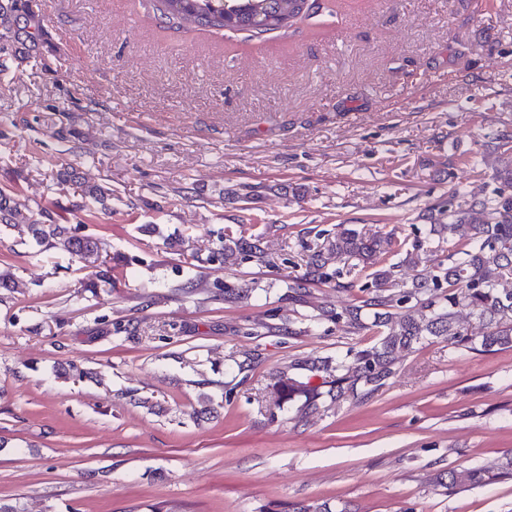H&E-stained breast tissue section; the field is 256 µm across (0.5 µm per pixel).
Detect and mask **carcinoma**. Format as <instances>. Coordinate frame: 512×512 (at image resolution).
Listing matches in <instances>:
<instances>
[{
  "label": "carcinoma",
  "instance_id": "carcinoma-1",
  "mask_svg": "<svg viewBox=\"0 0 512 512\" xmlns=\"http://www.w3.org/2000/svg\"><path fill=\"white\" fill-rule=\"evenodd\" d=\"M160 18L190 31L199 28L231 29L262 34L289 28L311 9L309 0H156ZM508 157L495 170L494 178L512 188V147L501 141L496 145ZM88 204L108 210L110 197L98 186L83 192ZM460 198L448 209V223L430 225L429 241L417 240L412 247L392 234L366 236L360 231L338 227L335 236L310 255L306 271L288 282V301L311 306L312 286L335 283L337 288H358L355 301L334 309L326 304L312 306L305 316L311 324L333 323L346 334L376 330L378 343L358 348L350 346L336 358H322L310 369L320 372L331 366L336 372L335 399L364 397L387 384L395 373L399 354L411 350L427 336L444 337L450 345H468L471 349L490 351L495 347H512V194L499 193L496 198L454 192ZM44 213L21 209L0 193V225L25 226L32 238L58 247L85 267L106 264L104 243L88 236H78L64 224H47ZM224 259L254 258L271 263L260 240L243 236L220 241ZM448 245L447 261L431 262L433 253ZM399 255L397 263L386 264L389 255ZM344 257L369 270L366 281L356 284L343 281L342 272L331 267L333 257ZM432 263L431 270L408 279L404 270ZM464 308L483 327L474 336L457 317ZM275 401L296 396L307 399L306 410H319L318 387L282 378L274 386ZM512 478V453L498 467L497 474L482 467L456 471L450 469L436 477L437 484L448 494L477 486L493 478Z\"/></svg>",
  "mask_w": 512,
  "mask_h": 512
}]
</instances>
